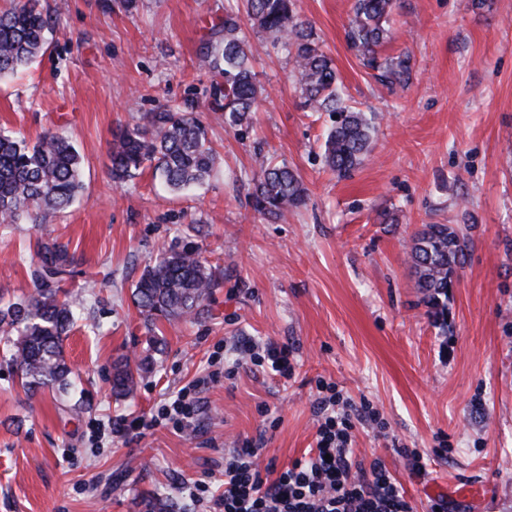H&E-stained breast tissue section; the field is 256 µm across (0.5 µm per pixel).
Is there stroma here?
Masks as SVG:
<instances>
[{
    "label": "stroma",
    "mask_w": 512,
    "mask_h": 512,
    "mask_svg": "<svg viewBox=\"0 0 512 512\" xmlns=\"http://www.w3.org/2000/svg\"><path fill=\"white\" fill-rule=\"evenodd\" d=\"M236 0H40L55 31L27 68L0 81V126L28 140L59 129L83 157L82 190L35 226H0V294L31 292L38 237L78 262L64 288L85 293L87 317L64 355L91 399L25 391L0 366V512H142L168 496L201 512L220 495L224 455L242 440L283 470L314 444L316 382L369 402L382 430L356 425V463L381 459L416 512H512V0H397L389 55L409 54L405 86L387 88L346 40L353 0H297L356 109L375 132L363 164L340 178L323 163L328 113L309 111L292 64L252 33L253 67L268 97L250 127L225 129L208 107L199 65L212 21ZM199 103L219 164L203 185L170 192L152 170L126 186L109 173L120 125ZM287 165L304 205L274 220L254 211L257 155ZM472 225L467 261L448 293V326L419 303L410 246L425 224ZM195 241L224 286L207 316L160 322L153 350L132 291L159 247ZM251 339L292 346L295 375L274 379L238 348ZM144 361L134 397L110 394L112 365ZM197 384L192 428L150 419ZM419 449L424 476L401 456Z\"/></svg>",
    "instance_id": "35a3bbf8"
}]
</instances>
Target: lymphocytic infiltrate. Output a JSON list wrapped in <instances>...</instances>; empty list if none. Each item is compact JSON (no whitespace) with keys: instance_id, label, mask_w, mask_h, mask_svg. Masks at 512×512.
I'll list each match as a JSON object with an SVG mask.
<instances>
[{"instance_id":"1","label":"lymphocytic infiltrate","mask_w":512,"mask_h":512,"mask_svg":"<svg viewBox=\"0 0 512 512\" xmlns=\"http://www.w3.org/2000/svg\"><path fill=\"white\" fill-rule=\"evenodd\" d=\"M315 444L277 476L263 474L260 448L244 440L224 459V492L208 512H414L381 462H353V415L335 386L319 382Z\"/></svg>"}]
</instances>
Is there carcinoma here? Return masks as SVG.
<instances>
[{"instance_id": "carcinoma-1", "label": "carcinoma", "mask_w": 512, "mask_h": 512, "mask_svg": "<svg viewBox=\"0 0 512 512\" xmlns=\"http://www.w3.org/2000/svg\"><path fill=\"white\" fill-rule=\"evenodd\" d=\"M237 13L213 23L201 62L223 78L214 86L212 110L224 113L230 128L250 124L251 113L267 97L253 71L252 46L242 23L267 34L287 52L293 74L312 112L335 117L325 142L324 159L338 177L347 176L369 156L374 126L364 113L348 104L336 66L315 40L313 31L296 13L294 0H239ZM39 0H13L0 11V78L30 64L49 42L46 17ZM396 0H354L346 37L364 67L384 85L404 86L411 74V57L383 56L380 48L393 39L390 25ZM112 180L123 184L150 167L173 191L200 185L211 175L216 154L195 107L168 105L150 113L145 125H125L112 134ZM82 157L65 137L47 130L33 143L0 128V224L22 217L37 221L47 212L67 209L82 188ZM260 175L249 193L261 215L281 219L305 202V188L286 165L259 162ZM469 239L454 224H424L412 237L410 258L421 302L433 323L447 324L448 292L465 263ZM75 263L66 246L55 239L35 244L33 290L15 300L0 302V342L4 361L29 392L57 390L78 396L85 389L64 359V341L84 310L82 292L62 288L67 267ZM223 286L202 257L199 246L186 241L163 247L143 269L133 290L143 325L156 346L157 323L200 320L208 312L213 292ZM143 363L125 358L112 369V395L133 396ZM144 512H175L168 497L143 502Z\"/></svg>"}]
</instances>
